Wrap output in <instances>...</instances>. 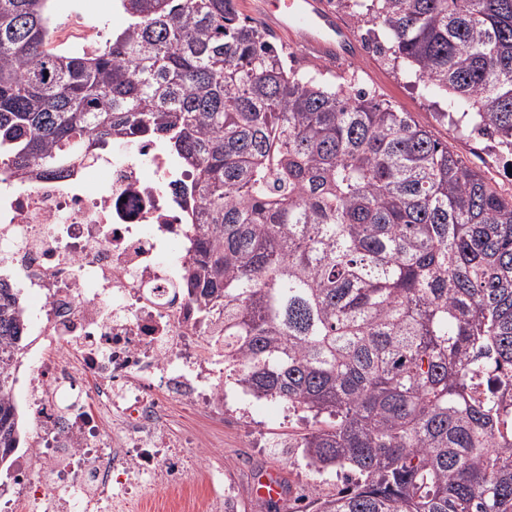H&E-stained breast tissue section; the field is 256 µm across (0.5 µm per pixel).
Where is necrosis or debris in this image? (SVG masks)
<instances>
[{"mask_svg":"<svg viewBox=\"0 0 512 512\" xmlns=\"http://www.w3.org/2000/svg\"><path fill=\"white\" fill-rule=\"evenodd\" d=\"M187 168L126 142L66 178L0 169V280L35 292L13 399L32 437L0 512H112L143 488L192 499L194 454L170 436L181 404L224 418V352L180 293L194 253Z\"/></svg>","mask_w":512,"mask_h":512,"instance_id":"4bbe7bcc","label":"necrosis or debris"}]
</instances>
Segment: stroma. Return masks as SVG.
Returning <instances> with one entry per match:
<instances>
[{"label":"stroma","instance_id":"stroma-1","mask_svg":"<svg viewBox=\"0 0 512 512\" xmlns=\"http://www.w3.org/2000/svg\"><path fill=\"white\" fill-rule=\"evenodd\" d=\"M73 11L82 13L87 21L103 24L102 37L106 40L127 24L126 15L115 8L112 0H49V14L57 25H64ZM293 58L297 67L320 70L330 81L345 72L355 74L358 85L371 96L411 113L468 167L489 179L504 196H512V151L499 149L493 140L473 132L471 125L457 124L455 118L446 116L445 95L426 91L404 68L365 51L340 62L299 50L294 51ZM171 414L175 435L200 438L208 445L195 477L211 469H223L225 480L239 491L236 512H269L267 502L255 498L251 491L254 475L269 465L280 468L289 489L278 512H307L313 501L335 494L343 485L336 474L320 475L307 468L300 449H290L285 455L278 452L277 443L300 436L309 428L306 421L283 405L263 400L249 406L233 390L224 408L223 424L206 422L182 406L173 407Z\"/></svg>","mask_w":512,"mask_h":512}]
</instances>
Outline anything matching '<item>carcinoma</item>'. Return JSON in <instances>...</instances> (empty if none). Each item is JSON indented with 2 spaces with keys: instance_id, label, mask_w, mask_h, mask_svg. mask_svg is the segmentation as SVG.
Instances as JSON below:
<instances>
[{
  "instance_id": "obj_1",
  "label": "carcinoma",
  "mask_w": 512,
  "mask_h": 512,
  "mask_svg": "<svg viewBox=\"0 0 512 512\" xmlns=\"http://www.w3.org/2000/svg\"><path fill=\"white\" fill-rule=\"evenodd\" d=\"M0 0V167L60 174L157 138L193 174L181 291L224 370L312 422L314 512H512V196L408 112L286 64L237 0H121L96 54ZM393 61L512 149V0H371ZM0 288V462L22 316ZM485 377L481 399L470 394Z\"/></svg>"
}]
</instances>
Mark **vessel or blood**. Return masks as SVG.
I'll return each mask as SVG.
<instances>
[{"instance_id":"1","label":"vessel or blood","mask_w":512,"mask_h":512,"mask_svg":"<svg viewBox=\"0 0 512 512\" xmlns=\"http://www.w3.org/2000/svg\"><path fill=\"white\" fill-rule=\"evenodd\" d=\"M270 24L287 32L294 46L332 57H348L352 39L324 0H262ZM258 493L263 500L279 502L286 489L278 468L259 472Z\"/></svg>"}]
</instances>
